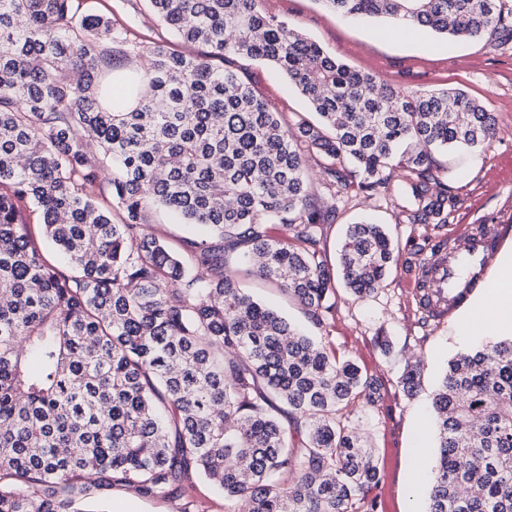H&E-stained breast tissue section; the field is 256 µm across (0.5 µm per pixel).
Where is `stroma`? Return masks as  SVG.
<instances>
[{
    "instance_id": "35a3bbf8",
    "label": "stroma",
    "mask_w": 512,
    "mask_h": 512,
    "mask_svg": "<svg viewBox=\"0 0 512 512\" xmlns=\"http://www.w3.org/2000/svg\"><path fill=\"white\" fill-rule=\"evenodd\" d=\"M101 14L127 21L143 40L162 34L163 26L143 0H91ZM263 9L306 34L330 55L356 70L394 87L428 92L460 89L477 100L495 123L489 147L471 152L435 155L434 190L445 189L455 205L447 223L414 224L409 202L398 193L366 196L357 188L327 192L320 156L310 152L305 168L312 190L332 206L335 216L322 225L321 256L330 273L338 271V251L348 224L367 216L385 225L395 246V260L380 287L357 300L335 281L336 308L314 336L336 354L355 361L379 384L375 405L355 403L343 412L345 425L357 428L376 452L381 478L371 493L382 512H425L432 482L434 434L432 401L437 381L457 353L480 343L507 337L505 327H482L477 319L485 295L476 289L469 300L442 320L424 321L417 310L416 270L441 240L458 241L479 224L503 225L499 252L512 249V40L501 33L458 41L427 31L402 32L382 21L344 18L324 8L320 0H262ZM251 70L258 92L281 113L287 124L308 112L305 99L288 86L286 77L269 64ZM147 233L181 254L198 243L218 248V237H201L188 225L163 211H153ZM241 288L276 308L291 322L311 326L304 308L272 283L251 275L246 266L233 265ZM423 356L420 384L406 392L401 380L414 356ZM190 496L136 497L126 512H182L193 500L195 512H233L234 503L207 479H191Z\"/></svg>"
}]
</instances>
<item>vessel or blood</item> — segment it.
Wrapping results in <instances>:
<instances>
[{
  "mask_svg": "<svg viewBox=\"0 0 512 512\" xmlns=\"http://www.w3.org/2000/svg\"><path fill=\"white\" fill-rule=\"evenodd\" d=\"M498 243L494 234L484 238L470 235L461 241L454 258L437 253L422 263L415 285L438 296V303L432 307L435 318H443L464 304L481 286Z\"/></svg>",
  "mask_w": 512,
  "mask_h": 512,
  "instance_id": "b4317fda",
  "label": "vessel or blood"
}]
</instances>
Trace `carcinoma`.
Wrapping results in <instances>:
<instances>
[{"label": "carcinoma", "instance_id": "obj_1", "mask_svg": "<svg viewBox=\"0 0 512 512\" xmlns=\"http://www.w3.org/2000/svg\"><path fill=\"white\" fill-rule=\"evenodd\" d=\"M86 2L0 0V512H83L127 484L184 494L197 473L240 512H378L375 449L339 417L360 397L374 404L376 381L244 293L228 253L244 251L322 326L336 294L318 233L333 209L308 188L305 152L322 156L329 191L386 194L388 170L406 168L413 221L446 224L433 153L489 146L492 114L460 91L357 71L260 0H146L196 53L143 41ZM319 2L512 40L508 0ZM131 54L140 69L123 64ZM255 61L277 66L316 120L284 123L255 89ZM27 202L62 265L31 241ZM154 206L218 233L224 251L185 257L147 236ZM393 261L381 225L348 226L352 295L374 293ZM433 406L427 512H512V336L452 359ZM277 412L305 433L300 447Z\"/></svg>", "mask_w": 512, "mask_h": 512}]
</instances>
